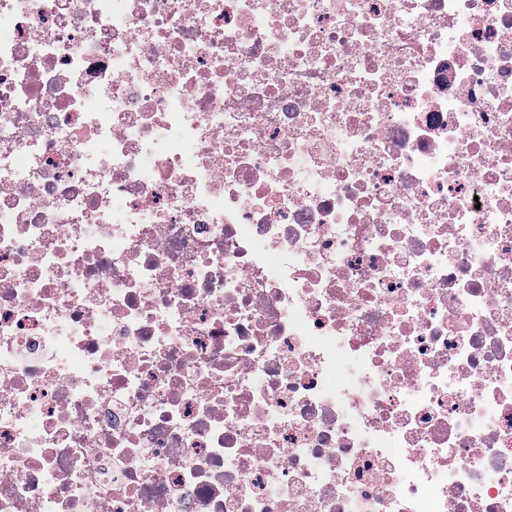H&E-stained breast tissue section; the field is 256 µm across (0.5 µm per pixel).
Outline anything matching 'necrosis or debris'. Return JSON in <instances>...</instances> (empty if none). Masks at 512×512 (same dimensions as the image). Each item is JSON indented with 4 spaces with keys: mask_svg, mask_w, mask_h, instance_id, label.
Listing matches in <instances>:
<instances>
[{
    "mask_svg": "<svg viewBox=\"0 0 512 512\" xmlns=\"http://www.w3.org/2000/svg\"><path fill=\"white\" fill-rule=\"evenodd\" d=\"M0 512H512V0H0Z\"/></svg>",
    "mask_w": 512,
    "mask_h": 512,
    "instance_id": "4bbe7bcc",
    "label": "necrosis or debris"
}]
</instances>
